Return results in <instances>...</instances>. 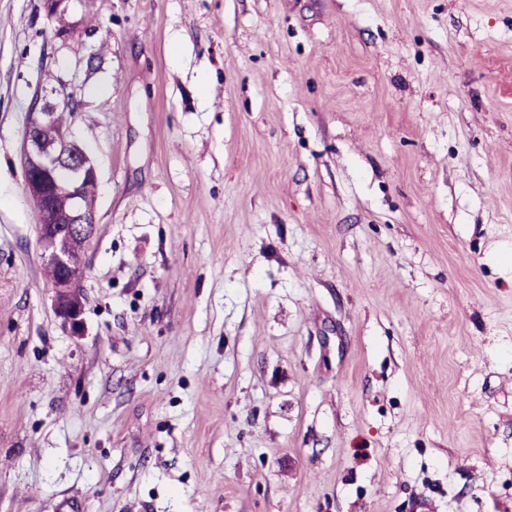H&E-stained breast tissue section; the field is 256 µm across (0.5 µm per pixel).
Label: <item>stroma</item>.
Returning <instances> with one entry per match:
<instances>
[{
	"label": "stroma",
	"instance_id": "1",
	"mask_svg": "<svg viewBox=\"0 0 512 512\" xmlns=\"http://www.w3.org/2000/svg\"><path fill=\"white\" fill-rule=\"evenodd\" d=\"M0 512H512V0H0ZM33 98L22 140V166L32 199L39 203L40 219L35 224L43 264L61 270L53 283V311L61 325L74 336L83 334L85 297L79 286L84 271L71 265L75 252H87L93 245L98 224L93 202L81 193L87 178L97 180L95 164L88 154L68 137L64 112L55 117L51 131L54 139H46L44 130L53 125L55 112ZM64 173L58 182L55 175ZM64 201L61 206L60 202Z\"/></svg>",
	"mask_w": 512,
	"mask_h": 512
}]
</instances>
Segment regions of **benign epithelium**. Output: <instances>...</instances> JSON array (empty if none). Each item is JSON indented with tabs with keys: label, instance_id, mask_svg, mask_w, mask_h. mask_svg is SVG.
Listing matches in <instances>:
<instances>
[{
	"label": "benign epithelium",
	"instance_id": "1",
	"mask_svg": "<svg viewBox=\"0 0 512 512\" xmlns=\"http://www.w3.org/2000/svg\"><path fill=\"white\" fill-rule=\"evenodd\" d=\"M55 112L33 98L22 140V166L31 198L39 203L35 224L43 264L61 270L53 283V311L72 335L83 334L85 297L79 286L84 272L71 265L75 252L93 245L97 218L93 202L81 193V183L98 178L88 154L61 129L53 139L44 130L53 125Z\"/></svg>",
	"mask_w": 512,
	"mask_h": 512
}]
</instances>
